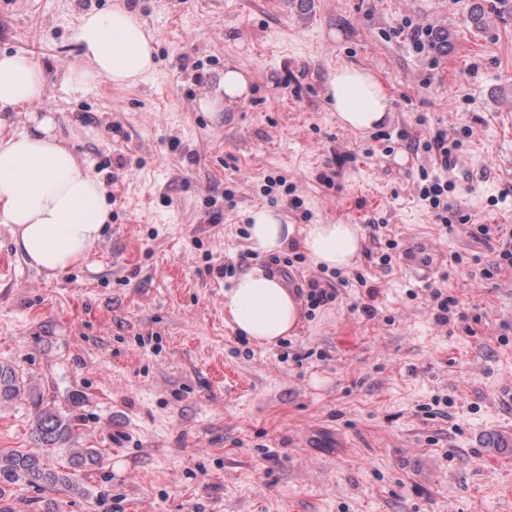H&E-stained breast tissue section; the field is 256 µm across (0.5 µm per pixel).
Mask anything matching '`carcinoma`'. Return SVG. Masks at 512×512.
<instances>
[{
	"mask_svg": "<svg viewBox=\"0 0 512 512\" xmlns=\"http://www.w3.org/2000/svg\"><path fill=\"white\" fill-rule=\"evenodd\" d=\"M23 398L35 406L30 423L31 439L48 451L67 449L70 469L60 472L48 467L39 455L19 449H0V484L23 478L38 488L62 486L74 493L79 491L73 470L95 462V449L73 447L74 423L71 419L44 405L37 388L27 383L15 366L0 363V405Z\"/></svg>",
	"mask_w": 512,
	"mask_h": 512,
	"instance_id": "cac0c4a2",
	"label": "carcinoma"
}]
</instances>
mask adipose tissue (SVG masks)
<instances>
[{"instance_id": "obj_1", "label": "adipose tissue", "mask_w": 512, "mask_h": 512, "mask_svg": "<svg viewBox=\"0 0 512 512\" xmlns=\"http://www.w3.org/2000/svg\"><path fill=\"white\" fill-rule=\"evenodd\" d=\"M75 40L81 63L65 80L80 91L92 82L116 86L136 84L155 65L156 35L126 5L107 11L89 10L77 21ZM46 85L39 59L0 52V123L12 110L29 104L23 127L0 138V224L5 225L27 263L57 275L86 261L110 219L104 183L81 162L59 133L56 112L36 110ZM246 75L226 68L214 91L199 100L202 111H216L220 102H237L249 94ZM325 95L340 125L365 132L386 121L390 98L369 69L341 66L329 77ZM300 239L309 261L328 271H346L361 255L364 232L357 224L283 223L268 207L249 213L250 249L267 255ZM229 323L261 345L290 335L300 320V305L277 277L251 267L234 277L224 291Z\"/></svg>"}]
</instances>
